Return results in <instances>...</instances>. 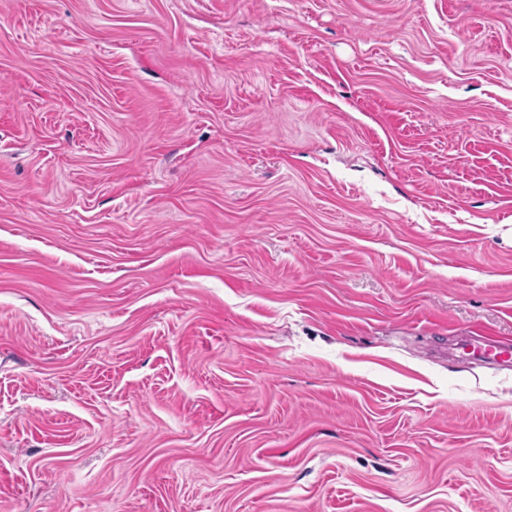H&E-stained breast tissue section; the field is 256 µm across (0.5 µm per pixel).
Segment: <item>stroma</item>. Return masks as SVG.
Here are the masks:
<instances>
[{
  "mask_svg": "<svg viewBox=\"0 0 512 512\" xmlns=\"http://www.w3.org/2000/svg\"><path fill=\"white\" fill-rule=\"evenodd\" d=\"M512 0H0V512H512ZM467 346L476 361L512 364V339L493 335L473 336Z\"/></svg>",
  "mask_w": 512,
  "mask_h": 512,
  "instance_id": "stroma-1",
  "label": "stroma"
}]
</instances>
